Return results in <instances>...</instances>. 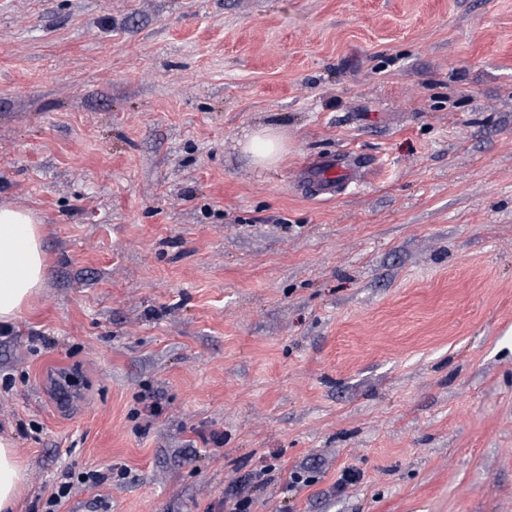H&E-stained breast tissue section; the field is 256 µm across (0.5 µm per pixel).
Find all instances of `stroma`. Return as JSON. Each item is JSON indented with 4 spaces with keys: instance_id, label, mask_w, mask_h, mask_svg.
<instances>
[{
    "instance_id": "35a3bbf8",
    "label": "stroma",
    "mask_w": 512,
    "mask_h": 512,
    "mask_svg": "<svg viewBox=\"0 0 512 512\" xmlns=\"http://www.w3.org/2000/svg\"><path fill=\"white\" fill-rule=\"evenodd\" d=\"M0 205L17 512H512V0H0ZM283 149L282 141L271 127H264L255 132L245 146L253 162L262 167L274 165ZM312 171V183L318 194H331L338 184L347 181L353 175L352 169L345 168L335 159L319 161ZM39 224L30 210L0 206V323L13 324L48 276ZM269 467L255 471L245 477H241L224 493V511L226 512H252L254 500L250 494L252 484L259 482L264 477Z\"/></svg>"
}]
</instances>
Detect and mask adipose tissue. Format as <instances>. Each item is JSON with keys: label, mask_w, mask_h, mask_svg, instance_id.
<instances>
[{"label": "adipose tissue", "mask_w": 512, "mask_h": 512, "mask_svg": "<svg viewBox=\"0 0 512 512\" xmlns=\"http://www.w3.org/2000/svg\"><path fill=\"white\" fill-rule=\"evenodd\" d=\"M48 276L38 221L32 211L0 206V323L18 319ZM25 482L12 439L0 437V512H13Z\"/></svg>", "instance_id": "1"}]
</instances>
